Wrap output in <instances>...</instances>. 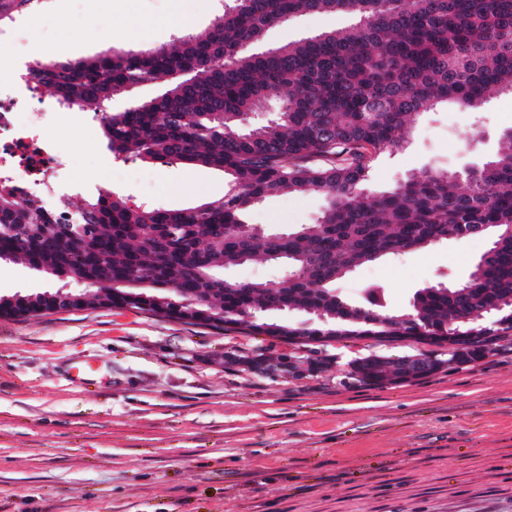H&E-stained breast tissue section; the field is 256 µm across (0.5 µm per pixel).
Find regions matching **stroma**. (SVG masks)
<instances>
[{"instance_id": "35a3bbf8", "label": "stroma", "mask_w": 512, "mask_h": 512, "mask_svg": "<svg viewBox=\"0 0 512 512\" xmlns=\"http://www.w3.org/2000/svg\"><path fill=\"white\" fill-rule=\"evenodd\" d=\"M223 0H63L27 20L43 58L75 61L112 49L169 43L160 21L209 27ZM344 13H310L266 31V50L329 29ZM512 129V94L481 113L434 110L405 150L380 154L370 184L394 186L424 167L465 171ZM69 156L56 168L60 207L99 189L130 203L181 209L219 198L223 172L151 165L113 155L93 111L48 126ZM317 195L282 193L253 207L247 223L285 230L315 221ZM483 237L440 243L358 269L339 293L361 302L381 287L388 308L450 275L465 279L487 248ZM21 263H0V295L51 288ZM420 345L403 339L326 347L324 371L288 376L276 363L301 349L249 329L219 331L136 309L0 317V512H512V352L450 365L418 381L366 387L348 372L357 357L396 358ZM263 353L260 373L238 357Z\"/></svg>"}]
</instances>
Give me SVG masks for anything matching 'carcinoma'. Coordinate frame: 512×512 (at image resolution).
Instances as JSON below:
<instances>
[{
  "instance_id": "obj_1",
  "label": "carcinoma",
  "mask_w": 512,
  "mask_h": 512,
  "mask_svg": "<svg viewBox=\"0 0 512 512\" xmlns=\"http://www.w3.org/2000/svg\"><path fill=\"white\" fill-rule=\"evenodd\" d=\"M30 5L0 0V28ZM337 12L354 24L247 53L287 18ZM29 76L57 103L95 112L115 155L216 168L231 189L180 210L131 205L104 190L60 212L47 197L1 182L0 261L21 260L60 284L0 296V316L110 302L181 321L194 318L188 300L196 298L210 313L204 325L245 324L259 336H384L421 313L433 336L458 329L481 337L479 315L512 297V129L462 174L427 167L390 188H368L375 157L402 150L428 111L476 112L512 93V0H229L202 34L45 62ZM157 83L160 94L111 111L113 98ZM274 98L282 107L273 118L243 128ZM283 190L323 197L316 222L256 241L230 232ZM473 235L489 245L463 282L423 288L400 310L386 307L378 287L361 304L336 303V282L360 266ZM254 261L283 274L226 288L225 268ZM74 285L79 297L61 298L59 289ZM355 376L384 384L368 364Z\"/></svg>"
}]
</instances>
